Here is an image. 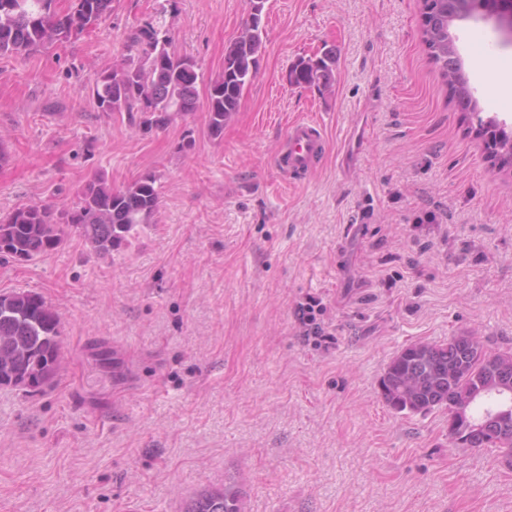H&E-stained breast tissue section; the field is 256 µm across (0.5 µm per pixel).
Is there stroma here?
<instances>
[{"instance_id":"35a3bbf8","label":"stroma","mask_w":512,"mask_h":512,"mask_svg":"<svg viewBox=\"0 0 512 512\" xmlns=\"http://www.w3.org/2000/svg\"><path fill=\"white\" fill-rule=\"evenodd\" d=\"M420 8L267 0L256 75L216 140L203 101L249 0H115L68 41L0 57V216L70 208L99 174L121 189L152 173L161 193L111 254L72 233L0 257V293H40L61 319L52 385L0 388V512H184L230 482L247 512H512L511 452L454 443L447 409L395 412L379 386L415 342L471 332L512 352V167L481 127L512 117V93L484 86L487 65L512 72V39L487 15L454 23L463 106ZM148 21L194 60L200 103L142 134L89 88ZM328 48L330 89L289 85ZM299 119L328 149L287 176ZM310 295L323 341L296 316Z\"/></svg>"}]
</instances>
